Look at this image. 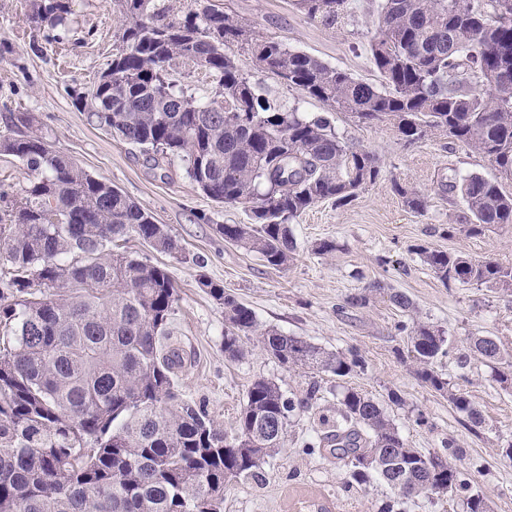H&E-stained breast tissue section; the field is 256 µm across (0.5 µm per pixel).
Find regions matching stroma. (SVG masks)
Instances as JSON below:
<instances>
[{
  "label": "stroma",
  "mask_w": 512,
  "mask_h": 512,
  "mask_svg": "<svg viewBox=\"0 0 512 512\" xmlns=\"http://www.w3.org/2000/svg\"><path fill=\"white\" fill-rule=\"evenodd\" d=\"M211 2L229 7L261 36L283 40L358 79L379 80L367 51L375 0H353L352 16L333 29L307 20L291 0ZM31 10L32 0H0V134L6 133L10 117L31 116L34 130L53 147L118 187L181 246L175 257L137 242L130 248L140 259L166 266L175 280L179 301L170 328L188 357L180 374L183 398L204 405L231 435L256 377L276 380L289 395H301L312 383L319 386L312 409L291 417L283 448L267 457L258 476L228 484L224 512H380L393 500L381 481L348 485L343 462L309 447L324 422L335 421L347 387L382 404L411 447L453 458L458 469L474 472L475 488L487 498L490 512H512V458L505 453L512 444V386L503 387L466 348L472 335L495 336L512 348V290L444 285L415 252L416 246L428 245L512 265V226L477 237L447 232L449 225L469 217L449 183L471 173L495 176L491 162L433 135L408 146L389 124H362L349 114L332 113L336 131L374 154L381 174L348 205L324 201L297 218L290 226L297 242L292 260L286 267H271L216 230L220 224L248 223L244 208L216 204L194 186L181 162L154 164L74 107V92L97 81L119 44L112 0H69L68 14L53 28L33 24ZM237 60L242 72L285 106L310 116L326 113L321 102L257 69L249 55L238 54ZM397 182L427 198L424 213L403 205L393 190ZM323 241L335 243V251L318 252ZM203 278L251 307L261 327L329 351H356L364 370L339 380L287 369L254 338L245 340L240 358L225 357L224 307L201 288ZM377 281L386 292L371 293ZM392 289L410 297L415 315L394 306L388 296ZM364 292L371 295L366 305H348V297ZM413 318L445 330L450 353L436 368L480 408L484 421L477 432L463 427L447 395L417 377L407 336L397 329ZM450 440L462 448V456H453L446 446Z\"/></svg>",
  "instance_id": "35a3bbf8"
}]
</instances>
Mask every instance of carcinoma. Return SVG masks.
Listing matches in <instances>:
<instances>
[{"instance_id":"cac0c4a2","label":"carcinoma","mask_w":512,"mask_h":512,"mask_svg":"<svg viewBox=\"0 0 512 512\" xmlns=\"http://www.w3.org/2000/svg\"><path fill=\"white\" fill-rule=\"evenodd\" d=\"M120 47L75 104L97 126L150 154L182 161L197 189L218 204L249 211L248 224H219L224 240L283 267L296 250L289 225L323 201L345 206L380 176L378 159L338 134L327 116L283 108L245 76L236 47L280 82L347 112L386 122L408 145L432 134L465 145L512 178V0H377L368 40L377 84L352 77L274 37L255 34L238 15L207 5L171 13L157 0H113ZM328 28L349 19L352 0H295ZM67 0H35L30 16L55 26ZM183 63L209 74L214 96L200 100L172 79ZM19 116L0 151L28 171L15 190L0 179V512H221L224 488L258 475L283 446L290 417L308 410L319 388L299 397L259 377L251 384L233 436L203 406L176 390L183 350L169 324L178 292L169 271L124 249L135 240L169 255L180 246L161 224L112 184L96 178ZM409 210L427 198L394 184ZM469 223L448 235L479 236L512 225V193L472 173L448 185ZM422 261L448 285L512 288V266L420 245ZM224 306V355L236 359L256 333L285 367L304 366L340 380L364 369L355 352L333 353L274 328L207 280ZM420 380L465 417L482 423L465 394L435 370L445 331L401 324ZM469 351L512 384V349L492 336L469 337ZM336 428L323 441L344 461L348 484L382 480L401 501L449 496L466 512H489L467 474L445 463L432 488L428 455L410 447L373 397L345 389ZM372 465L366 466V458Z\"/></svg>"}]
</instances>
